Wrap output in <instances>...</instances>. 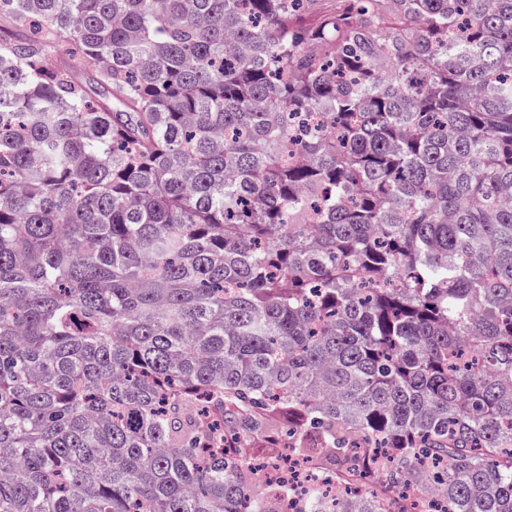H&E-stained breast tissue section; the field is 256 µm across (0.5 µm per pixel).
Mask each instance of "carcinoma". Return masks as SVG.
I'll list each match as a JSON object with an SVG mask.
<instances>
[{"instance_id": "cac0c4a2", "label": "carcinoma", "mask_w": 512, "mask_h": 512, "mask_svg": "<svg viewBox=\"0 0 512 512\" xmlns=\"http://www.w3.org/2000/svg\"><path fill=\"white\" fill-rule=\"evenodd\" d=\"M317 2L0 0V512H512V0ZM263 480L272 485L285 484L290 490L288 498L280 499L279 510L282 512L294 511L297 503L306 497L310 484H318L324 488L329 499L336 497V490L349 489L358 486L361 482L343 484L336 481V475L326 473L315 462L303 458L293 461L288 470L276 465H269L263 474Z\"/></svg>"}]
</instances>
